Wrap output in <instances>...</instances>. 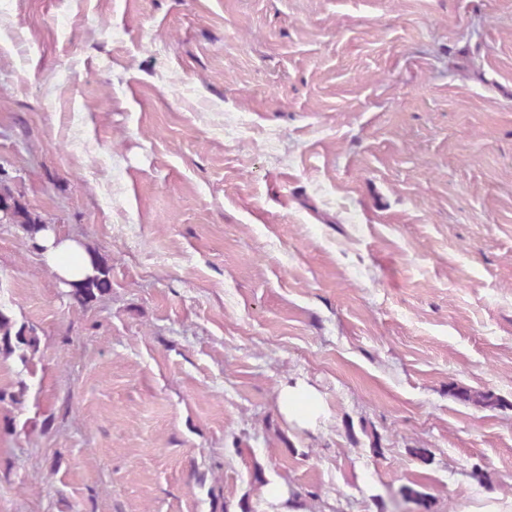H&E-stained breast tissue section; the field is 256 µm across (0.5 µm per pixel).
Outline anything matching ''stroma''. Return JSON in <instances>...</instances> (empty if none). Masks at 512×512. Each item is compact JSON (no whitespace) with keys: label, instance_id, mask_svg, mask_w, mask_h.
Returning a JSON list of instances; mask_svg holds the SVG:
<instances>
[{"label":"stroma","instance_id":"35a3bbf8","mask_svg":"<svg viewBox=\"0 0 512 512\" xmlns=\"http://www.w3.org/2000/svg\"><path fill=\"white\" fill-rule=\"evenodd\" d=\"M0 182V512L512 497V0H0ZM2 194L12 199V204L8 206L10 216L8 218H4L3 215H0V223L5 221L9 224H20L26 233L29 241L37 247H39L38 240L42 237L45 232L44 224L45 222L42 220L40 215L32 212L24 203H22L19 199H15L10 194V191L6 188L1 191L0 197ZM55 237L48 233L45 234L41 244L47 248L45 251L50 264L56 269L58 275L67 279H76L79 277L78 270L64 262V253L69 251L81 250L80 246L71 241H63L55 246ZM86 253L89 262L83 277L76 282L67 281L64 284L72 288L71 295L79 301L91 303L111 288V268L101 261L95 250L88 249ZM40 341L33 326L19 324L10 310L0 304V355L10 357L17 353L19 361L26 365L39 351Z\"/></svg>","mask_w":512,"mask_h":512}]
</instances>
